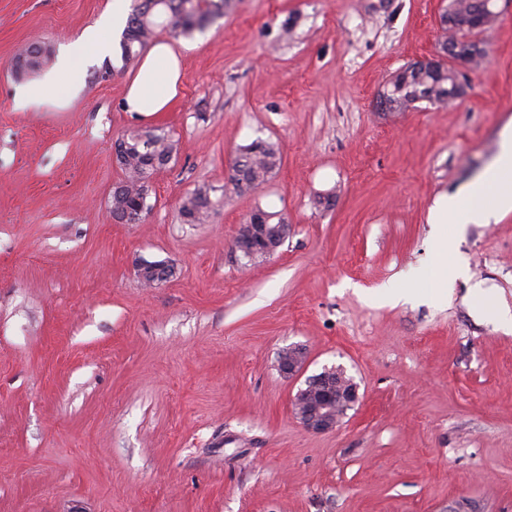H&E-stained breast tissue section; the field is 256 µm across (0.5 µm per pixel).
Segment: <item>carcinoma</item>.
Masks as SVG:
<instances>
[{
	"label": "carcinoma",
	"mask_w": 512,
	"mask_h": 512,
	"mask_svg": "<svg viewBox=\"0 0 512 512\" xmlns=\"http://www.w3.org/2000/svg\"><path fill=\"white\" fill-rule=\"evenodd\" d=\"M229 0H137L132 9L121 40L122 57L130 61L139 55L159 31L177 37L195 30H202L215 18L224 16ZM451 8L462 22L476 17V0H454ZM34 54L26 73L34 76L47 68L51 52L39 51L34 43L23 54ZM382 90L389 92L379 98L384 112H404L419 100L432 105H445L461 97L448 73L440 68L410 62L391 75ZM124 150L118 158L124 178L119 182L122 212L135 211L142 193L157 170L168 165L173 157L174 145L168 135L159 129L143 133L132 131L123 136ZM280 164L276 145L265 140H255L239 150L230 178L233 189L244 192L265 183ZM210 210L207 193L199 190L183 201L181 215L187 224H202Z\"/></svg>",
	"instance_id": "1"
}]
</instances>
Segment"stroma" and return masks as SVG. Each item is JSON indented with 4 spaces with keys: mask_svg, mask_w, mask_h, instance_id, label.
I'll return each instance as SVG.
<instances>
[{
    "mask_svg": "<svg viewBox=\"0 0 512 512\" xmlns=\"http://www.w3.org/2000/svg\"><path fill=\"white\" fill-rule=\"evenodd\" d=\"M448 0H234L185 41L168 111H124L121 49L74 94L18 108L20 48L52 55L111 0H0V512H512V212L466 225L469 281L431 301L429 213L499 152L512 121V0L454 105L375 108L386 79L431 57ZM175 144L140 224L112 216L122 134ZM277 144L253 191L239 149ZM207 190L203 224L184 198ZM291 231L253 263L234 239L255 209ZM175 272L154 287L140 261ZM397 280L416 293L378 301ZM303 346L301 375L281 350ZM343 367L359 400L335 430L291 400ZM276 145L265 140H255L239 150L230 178L233 189L244 192L265 183L280 164ZM306 364V351L300 345H291L283 349L278 356L280 371L288 376H294Z\"/></svg>",
    "mask_w": 512,
    "mask_h": 512,
    "instance_id": "35a3bbf8",
    "label": "stroma"
}]
</instances>
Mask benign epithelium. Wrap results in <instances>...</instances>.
Listing matches in <instances>:
<instances>
[{"mask_svg": "<svg viewBox=\"0 0 512 512\" xmlns=\"http://www.w3.org/2000/svg\"><path fill=\"white\" fill-rule=\"evenodd\" d=\"M469 55H463L450 41L439 46L433 57L423 60L434 66L446 67L459 75L461 91H466L468 80L466 68L468 56L475 58L485 55L486 46L484 31L481 27H472L464 38ZM261 219L249 217L239 226L234 240V247L247 258L256 256L267 257L279 248L288 236V225L265 224ZM170 265L166 263L152 264L142 261L138 264L140 279L155 285L165 281ZM306 364V351L300 345H291L283 349L278 356L280 371L294 376ZM359 400V385L353 378L346 375L340 367L326 369L308 378L304 387L300 388L292 400V412L299 422L307 429L315 432H327L336 429L347 410Z\"/></svg>", "mask_w": 512, "mask_h": 512, "instance_id": "obj_1", "label": "benign epithelium"}]
</instances>
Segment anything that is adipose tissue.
Masks as SVG:
<instances>
[{"mask_svg":"<svg viewBox=\"0 0 512 512\" xmlns=\"http://www.w3.org/2000/svg\"><path fill=\"white\" fill-rule=\"evenodd\" d=\"M189 44L155 42L144 54L136 74L129 80L123 100L128 112H163L179 96L182 60ZM85 77L81 58L61 56L56 68L43 80L31 83L17 104L28 107L52 90H70ZM512 211V125L501 135L499 154L491 166L465 190L440 197L430 214L432 227V269L439 298L448 295V284L467 277L460 262L456 242L465 225L488 224L500 214Z\"/></svg>","mask_w":512,"mask_h":512,"instance_id":"ef3b65f1","label":"adipose tissue"}]
</instances>
